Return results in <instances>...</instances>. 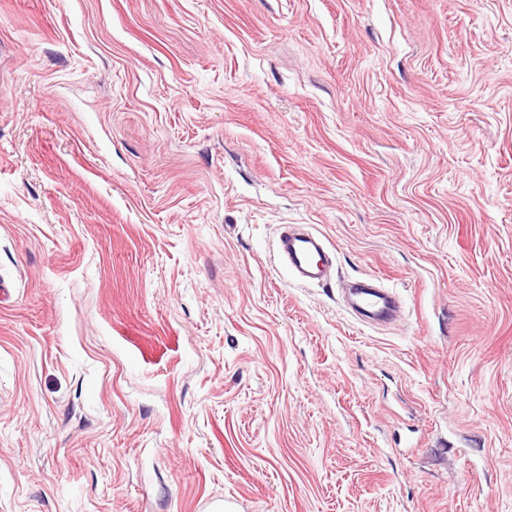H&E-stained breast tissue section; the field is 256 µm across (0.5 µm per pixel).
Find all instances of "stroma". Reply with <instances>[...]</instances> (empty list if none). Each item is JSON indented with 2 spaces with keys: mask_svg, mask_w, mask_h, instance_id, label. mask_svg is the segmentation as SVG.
<instances>
[{
  "mask_svg": "<svg viewBox=\"0 0 512 512\" xmlns=\"http://www.w3.org/2000/svg\"><path fill=\"white\" fill-rule=\"evenodd\" d=\"M0 285V512H512V0H0ZM274 249L277 260L297 282L322 286L331 279L334 255L326 248L322 237L306 227L282 226ZM351 308L372 324H391L400 312L396 294L390 290L356 288Z\"/></svg>",
  "mask_w": 512,
  "mask_h": 512,
  "instance_id": "35a3bbf8",
  "label": "stroma"
}]
</instances>
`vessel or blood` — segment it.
<instances>
[{
    "label": "vessel or blood",
    "mask_w": 512,
    "mask_h": 512,
    "mask_svg": "<svg viewBox=\"0 0 512 512\" xmlns=\"http://www.w3.org/2000/svg\"><path fill=\"white\" fill-rule=\"evenodd\" d=\"M275 255L294 279L303 285L322 286L332 276L333 253L326 248L320 235L304 226H282L275 241ZM352 307L372 324L392 323L400 312L393 291L372 288L356 289Z\"/></svg>",
    "instance_id": "1"
}]
</instances>
